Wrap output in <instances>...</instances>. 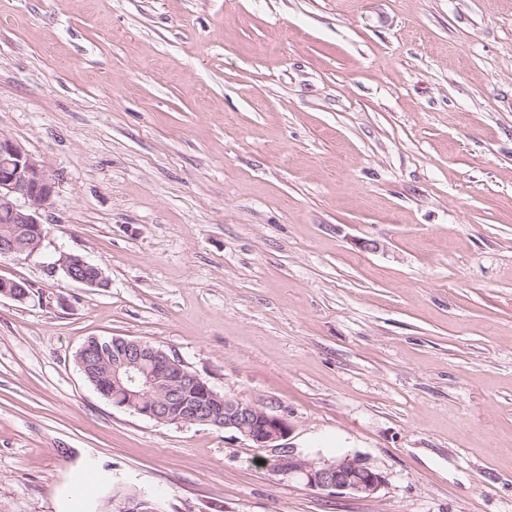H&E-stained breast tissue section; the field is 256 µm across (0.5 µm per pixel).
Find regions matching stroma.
Listing matches in <instances>:
<instances>
[{
  "label": "stroma",
  "instance_id": "obj_1",
  "mask_svg": "<svg viewBox=\"0 0 512 512\" xmlns=\"http://www.w3.org/2000/svg\"><path fill=\"white\" fill-rule=\"evenodd\" d=\"M1 135L55 189L0 258V512H512V0H0ZM92 336L285 448L112 406ZM346 453L373 497L286 466ZM55 265H58L67 278L76 283L97 288H104L108 285L103 270L84 256L62 255ZM110 512H157L156 505L147 495L139 492L112 495Z\"/></svg>",
  "mask_w": 512,
  "mask_h": 512
}]
</instances>
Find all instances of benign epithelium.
<instances>
[{
  "instance_id": "1",
  "label": "benign epithelium",
  "mask_w": 512,
  "mask_h": 512,
  "mask_svg": "<svg viewBox=\"0 0 512 512\" xmlns=\"http://www.w3.org/2000/svg\"><path fill=\"white\" fill-rule=\"evenodd\" d=\"M54 192L44 166L24 148L0 136V217L6 224H42L41 209ZM43 238L23 241L0 234V258L30 255ZM70 280L105 288L103 270L76 254L57 260ZM112 405L136 410L158 423L203 424L232 430L262 447L279 448L290 429L283 416L257 402H247L216 392L198 374L186 369L179 358L143 341L113 338ZM288 470L301 473L320 490L375 495L384 476L347 455L333 461L314 462L288 458ZM110 512H157L147 495L139 492L112 496Z\"/></svg>"
}]
</instances>
